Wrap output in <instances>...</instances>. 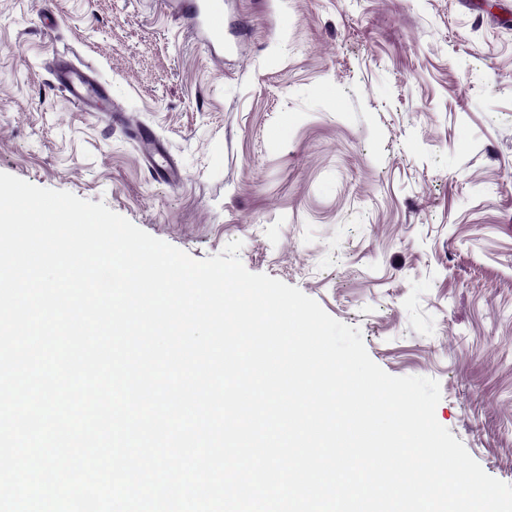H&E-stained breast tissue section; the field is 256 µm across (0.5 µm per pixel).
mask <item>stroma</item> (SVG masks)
Returning a JSON list of instances; mask_svg holds the SVG:
<instances>
[{
    "label": "stroma",
    "instance_id": "obj_1",
    "mask_svg": "<svg viewBox=\"0 0 512 512\" xmlns=\"http://www.w3.org/2000/svg\"><path fill=\"white\" fill-rule=\"evenodd\" d=\"M224 40L174 0H0V172L198 260L241 241L387 373L437 380V421L512 484V0H224ZM64 61L170 179L69 102ZM131 133L142 141L145 160L154 174L160 178H169L171 176V165L168 157L159 150L156 145L150 141L151 135L148 130L142 127H131Z\"/></svg>",
    "mask_w": 512,
    "mask_h": 512
}]
</instances>
